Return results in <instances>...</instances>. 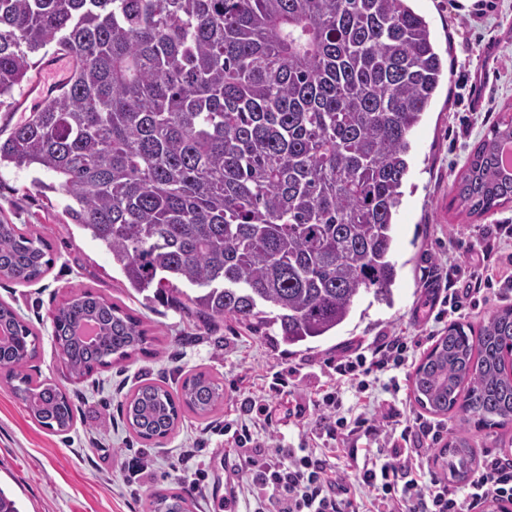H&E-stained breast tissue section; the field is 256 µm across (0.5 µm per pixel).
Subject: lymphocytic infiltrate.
<instances>
[{"instance_id": "obj_1", "label": "lymphocytic infiltrate", "mask_w": 512, "mask_h": 512, "mask_svg": "<svg viewBox=\"0 0 512 512\" xmlns=\"http://www.w3.org/2000/svg\"><path fill=\"white\" fill-rule=\"evenodd\" d=\"M414 345L410 336H385L337 359L336 383L319 391L316 401L337 417L313 448L270 444L269 432L282 416L304 413L300 404L283 408L279 396L286 380L244 389L240 407L247 422L224 425V459L240 477L231 498H244L249 512H477L490 499L511 502L512 458L486 456L464 486L452 487L424 462L431 443L442 439L440 427L418 420L400 427L391 414L373 411L353 419L342 415L340 386L370 400L374 383L404 368ZM354 435L366 439L367 448L340 450V442ZM343 454L350 460L346 475L336 466Z\"/></svg>"}]
</instances>
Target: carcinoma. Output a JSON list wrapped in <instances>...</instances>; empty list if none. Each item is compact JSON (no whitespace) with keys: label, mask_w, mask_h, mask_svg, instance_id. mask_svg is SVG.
Returning a JSON list of instances; mask_svg holds the SVG:
<instances>
[{"label":"carcinoma","mask_w":512,"mask_h":512,"mask_svg":"<svg viewBox=\"0 0 512 512\" xmlns=\"http://www.w3.org/2000/svg\"><path fill=\"white\" fill-rule=\"evenodd\" d=\"M412 0H0V107L52 55L68 76L40 107L0 129V169L39 168L69 220L111 255L128 287L164 295L204 322L231 316L281 341L326 338L369 292L392 302L393 226L409 173L410 137L429 112L448 59ZM512 142L501 118L455 179L470 216L512 203ZM42 237L0 222V277L39 279ZM70 378L131 357L140 322L101 295L73 294L52 315ZM98 325L90 343L81 327ZM33 331L0 304V369L40 423L70 429L57 383L23 369ZM512 306L477 332L448 326L410 375L418 405L458 409L439 450L467 473V427L512 423ZM220 386L197 373L175 393L144 382L124 404L142 440L165 437L184 407L210 413ZM149 512H187L179 491Z\"/></svg>","instance_id":"carcinoma-1"}]
</instances>
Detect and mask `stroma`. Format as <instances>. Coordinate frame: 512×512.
Returning a JSON list of instances; mask_svg holds the SVG:
<instances>
[{"instance_id":"stroma-1","label":"stroma","mask_w":512,"mask_h":512,"mask_svg":"<svg viewBox=\"0 0 512 512\" xmlns=\"http://www.w3.org/2000/svg\"><path fill=\"white\" fill-rule=\"evenodd\" d=\"M449 50L451 88L436 102L413 136L412 162L394 227L398 277L391 304L365 295L347 322L330 337L307 346L281 342L277 329L257 333L227 317L209 323L192 311L156 299L131 296L111 256L77 226L68 224L61 192L41 190L46 172L0 170V222L44 237L51 267L31 284L0 278V301L13 306L41 338L39 355L26 371L37 380L68 386L72 427L59 432L28 412L0 372V487L23 512H148L152 495L184 490L188 512H224L234 481L224 469V422L240 417L237 387L261 388L272 373L293 371L295 397L306 402L328 384L327 360L352 343L383 335L413 336L420 361L447 322L430 319L441 297L470 282L461 247L499 239L493 260L512 270V204L483 217L461 213L452 184L474 145L512 108V0H414ZM88 289L137 317L148 336L143 351L94 371L75 383L52 339L51 314L71 293ZM512 305V286L495 284L464 303L453 320L479 325L494 310ZM208 372L224 398L206 416L183 412L175 430L159 441L141 440L126 424L122 403L143 382L179 388L188 375ZM409 371L398 378L394 403L401 417H418L456 433L457 412H425L411 393Z\"/></svg>"}]
</instances>
